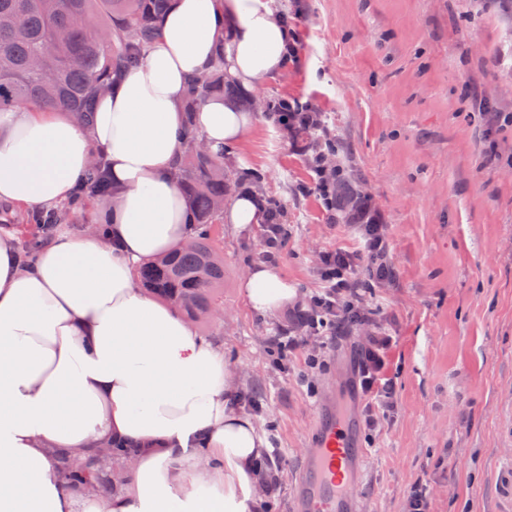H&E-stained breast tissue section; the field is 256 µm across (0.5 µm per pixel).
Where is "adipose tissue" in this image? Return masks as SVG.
I'll list each match as a JSON object with an SVG mask.
<instances>
[{"mask_svg": "<svg viewBox=\"0 0 512 512\" xmlns=\"http://www.w3.org/2000/svg\"><path fill=\"white\" fill-rule=\"evenodd\" d=\"M286 41L269 0H173L144 59L99 97L91 128L32 106L0 112V203L66 200L95 158L116 189L99 211L108 238L56 234L25 269L13 236H0V512H260L265 441L232 407L223 354L144 294L134 268L190 233L171 175L188 79L220 55L230 78L257 86L285 63ZM253 121L217 98L195 114L215 150ZM242 288L261 314L294 296L270 266ZM113 439L142 446L121 492L62 486L55 449Z\"/></svg>", "mask_w": 512, "mask_h": 512, "instance_id": "obj_1", "label": "adipose tissue"}]
</instances>
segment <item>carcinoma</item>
Returning <instances> with one entry per match:
<instances>
[{"label":"carcinoma","instance_id":"obj_1","mask_svg":"<svg viewBox=\"0 0 512 512\" xmlns=\"http://www.w3.org/2000/svg\"><path fill=\"white\" fill-rule=\"evenodd\" d=\"M173 0H0V111L33 103L60 108L90 124L98 94L114 86L121 74L138 64L158 38L163 17ZM222 97L233 105L244 97L236 82L224 74V57H218L204 76L188 81L183 112L185 139L180 160L173 170L190 213L188 242L174 247L165 257L136 267L134 276L151 296L180 312L195 324L199 312L224 306V257L212 234L224 214L215 203L227 196L232 177L224 175V152H199L200 136L194 127L199 105ZM85 179L95 183L92 193L108 199L112 185L102 164L94 165ZM85 196L51 210L37 228L49 236L56 225L82 208ZM112 460L101 463L95 454L75 462L66 449L56 450L57 472L64 487L75 493H119L124 486L126 461L140 445L114 440Z\"/></svg>","mask_w":512,"mask_h":512}]
</instances>
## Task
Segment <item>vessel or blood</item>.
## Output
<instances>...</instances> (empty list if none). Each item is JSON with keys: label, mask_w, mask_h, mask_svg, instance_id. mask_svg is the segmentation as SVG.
<instances>
[{"label": "vessel or blood", "mask_w": 512, "mask_h": 512, "mask_svg": "<svg viewBox=\"0 0 512 512\" xmlns=\"http://www.w3.org/2000/svg\"><path fill=\"white\" fill-rule=\"evenodd\" d=\"M369 460L352 423L321 407L289 494L290 512H363L357 490Z\"/></svg>", "instance_id": "obj_1"}]
</instances>
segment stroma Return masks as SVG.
Returning <instances> with one entry per match:
<instances>
[{"instance_id":"1","label":"stroma","mask_w":512,"mask_h":512,"mask_svg":"<svg viewBox=\"0 0 512 512\" xmlns=\"http://www.w3.org/2000/svg\"><path fill=\"white\" fill-rule=\"evenodd\" d=\"M301 40L288 65L256 89L267 102L325 114L336 161L353 169L388 226L392 281L365 294L394 338V387L358 488L367 512H404L415 484L430 512H503L496 479L512 459V124L489 125L466 96L474 85L512 114V12L501 0H274ZM313 136L288 137L258 112L225 148L233 193L263 192L282 211L276 267L288 305L250 309L241 281L262 264L261 225L220 224L224 319L212 342L235 371L238 411L263 435L266 512H288L316 404L327 389L363 414L358 348L368 329L306 336L295 315L324 286L320 256L355 252L360 234L329 220L310 162ZM306 336L276 361L272 339ZM319 368H311L309 356Z\"/></svg>"}]
</instances>
